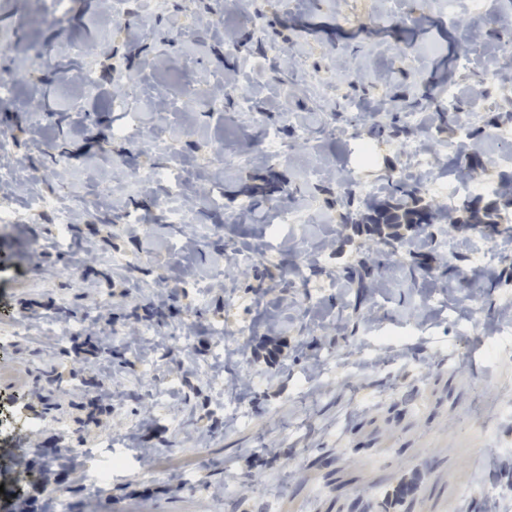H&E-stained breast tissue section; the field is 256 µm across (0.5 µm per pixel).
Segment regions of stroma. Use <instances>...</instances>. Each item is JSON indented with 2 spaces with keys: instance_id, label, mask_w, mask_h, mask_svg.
<instances>
[{
  "instance_id": "1",
  "label": "stroma",
  "mask_w": 512,
  "mask_h": 512,
  "mask_svg": "<svg viewBox=\"0 0 512 512\" xmlns=\"http://www.w3.org/2000/svg\"><path fill=\"white\" fill-rule=\"evenodd\" d=\"M132 2L102 42L104 0H68L61 23L54 0H0L9 153L31 172L54 171L38 192L87 201L50 237L28 195L0 181L14 217L0 226V405L24 411L0 432V512L16 495L34 498L37 512H59L66 499L86 512H262L270 502L274 512H349L358 499L371 512H476L512 500V233L491 240L437 214L388 255L361 300L344 269L384 245L341 222L349 205L387 195L391 175L421 183L437 213L470 152L495 188L512 181V148L497 137L512 129V33L488 22L504 0L478 10L461 0L456 21L443 0ZM183 70L204 95L227 83L219 110L149 111L138 123L115 106L117 74L174 101ZM79 71L90 72L92 94L70 84ZM425 95L424 128L372 137L376 124L407 126L403 102ZM462 122L479 132L463 144ZM271 133L288 158L268 148ZM367 139L378 162L362 168L354 157ZM222 150L242 165L220 173ZM415 150L439 158L429 182L408 157ZM168 167L174 184L207 186L181 198L194 223L209 211L224 218L190 248L185 228L165 221L166 190L149 179ZM331 169L345 171L348 192ZM134 171L138 185L107 195L111 173ZM277 181L300 223L277 224L280 203L265 197ZM43 251L53 269L33 263ZM460 258L469 273L443 277ZM164 289L180 302L175 323L193 327L188 347L165 358L156 343L172 325L143 317ZM61 307L74 316L60 320ZM103 311L121 360L74 357L75 333ZM217 322L232 335L220 355ZM107 371L114 395L92 422L78 390L44 379ZM159 375L173 385L158 397ZM62 438L86 456L65 462L62 481L33 483L19 459ZM102 473L104 494L94 488ZM411 481L416 495L398 501L395 489Z\"/></svg>"
}]
</instances>
